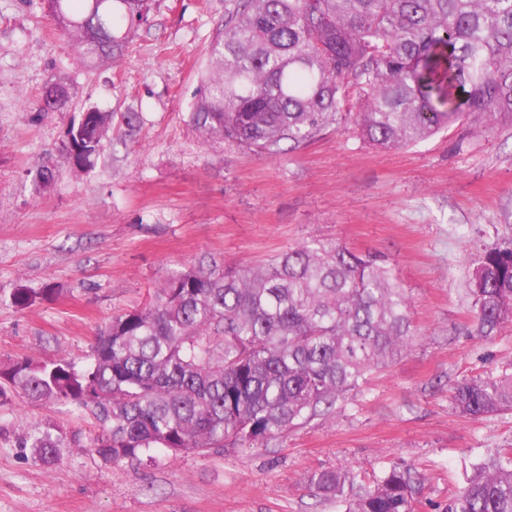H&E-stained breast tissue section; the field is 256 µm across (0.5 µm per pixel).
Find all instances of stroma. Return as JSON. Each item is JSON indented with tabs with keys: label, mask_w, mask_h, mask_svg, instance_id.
<instances>
[{
	"label": "stroma",
	"mask_w": 512,
	"mask_h": 512,
	"mask_svg": "<svg viewBox=\"0 0 512 512\" xmlns=\"http://www.w3.org/2000/svg\"><path fill=\"white\" fill-rule=\"evenodd\" d=\"M233 0H152L117 67L79 63L43 0H0V361L89 354L98 329L139 307L167 269L208 254L257 262L310 240L384 255L410 295L420 341L372 374L331 418L206 456L109 463L82 447L50 464L19 447L35 428L92 438L89 410L14 397L0 406V512H345L313 496L311 473L357 482L396 463L419 484L415 512H444L474 464L512 446V415L470 419L450 390L512 373V322L476 335L466 281L484 248L512 239V125L455 124L381 151L354 119L270 159L188 123L208 48ZM68 111L43 112L47 82ZM136 112L140 127L85 171L63 150L73 115ZM49 165L54 179L36 189ZM55 288L20 310L17 288ZM70 101L68 88L62 82L46 85L38 99L39 110L43 112H65Z\"/></svg>",
	"instance_id": "stroma-1"
}]
</instances>
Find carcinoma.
Instances as JSON below:
<instances>
[{
    "mask_svg": "<svg viewBox=\"0 0 512 512\" xmlns=\"http://www.w3.org/2000/svg\"><path fill=\"white\" fill-rule=\"evenodd\" d=\"M82 62L118 63L150 0H45ZM211 71L189 113L203 137L277 158L348 115L380 149L415 146L456 123L482 134L512 124V0H234L210 45ZM65 84L46 85L42 112H63ZM115 114L90 108L66 127V151L86 169L112 140ZM54 292L17 288L23 310ZM475 331L512 320V240L483 251L467 282ZM410 297L382 259L313 241L258 263L203 257L168 271L142 307L112 316L84 363L70 357L0 362L7 394L88 409L105 462L163 451L206 455L253 445L332 415L418 336ZM452 402L473 419L512 413V375L472 377ZM66 437L20 439L44 463ZM346 512H414L410 469L393 465L354 490L347 469L308 479ZM446 512H512V448L467 476Z\"/></svg>",
    "mask_w": 512,
    "mask_h": 512,
    "instance_id": "cac0c4a2",
    "label": "carcinoma"
}]
</instances>
